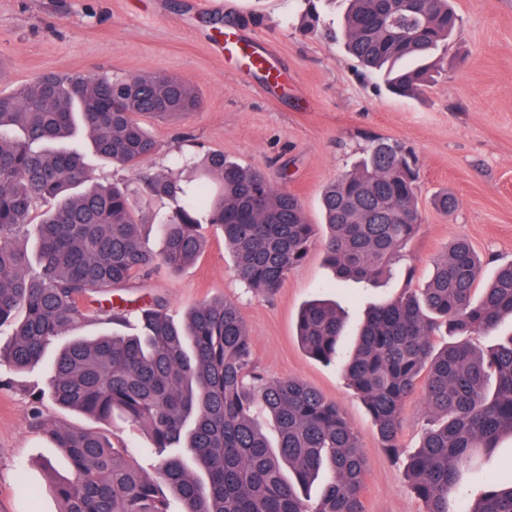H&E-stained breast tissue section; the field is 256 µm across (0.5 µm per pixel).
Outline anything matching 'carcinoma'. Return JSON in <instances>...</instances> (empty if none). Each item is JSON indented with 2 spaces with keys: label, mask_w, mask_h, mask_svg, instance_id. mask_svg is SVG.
<instances>
[{
  "label": "carcinoma",
  "mask_w": 512,
  "mask_h": 512,
  "mask_svg": "<svg viewBox=\"0 0 512 512\" xmlns=\"http://www.w3.org/2000/svg\"><path fill=\"white\" fill-rule=\"evenodd\" d=\"M459 29L450 0H348L344 46L410 94L429 83L431 67L396 64L432 57ZM199 105L188 84L155 72H49L0 94V327L13 325L0 341V366L35 368L50 344L64 341L49 372L52 401L102 423L120 414L149 435L159 458L155 478L107 433L61 425L33 397L32 427L69 465L54 484L60 512H170L168 490L181 512H363L366 461L341 410L299 379H267L234 304L204 301L181 323L161 297L135 308L112 304L115 291L194 264L206 246L203 224L222 230L234 277L265 296L315 241L316 225L293 194L222 153L208 154L190 177L138 171L156 150L144 119ZM78 124L96 153L130 170L150 197L181 201L165 223H143L128 189L92 184L79 152L48 147ZM417 180L405 150L381 143L323 191L324 253L338 277L370 281L388 272L421 224ZM43 203L32 269L21 240ZM482 269L467 241L453 242L425 287L369 311L343 366L392 458L403 454L405 402L422 389L435 424L407 457L406 473L426 512H449L475 452L492 454L512 438V338L486 352L473 345L512 316V264L480 289ZM90 320H133L139 333L69 338ZM342 331V314L328 303L311 301L299 313L298 339L316 360L336 354ZM442 331L449 341L438 349L432 337ZM260 411L277 432L274 445ZM322 473L313 499L309 488ZM464 512H512V475L488 483Z\"/></svg>",
  "instance_id": "cac0c4a2"
}]
</instances>
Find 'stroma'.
<instances>
[{
  "label": "stroma",
  "mask_w": 512,
  "mask_h": 512,
  "mask_svg": "<svg viewBox=\"0 0 512 512\" xmlns=\"http://www.w3.org/2000/svg\"><path fill=\"white\" fill-rule=\"evenodd\" d=\"M462 34L444 50L432 83L409 97L392 94L383 78L345 55L335 37L346 0H321V24L299 30L303 0H0V92L9 93L46 72L102 70L119 76L147 72L177 77L201 99L197 112L175 121H148L157 142L140 170L149 173L191 156L216 151L264 171L272 184L294 194L310 223L321 221L323 189L378 143H397L414 156L422 223L401 251L413 280L393 274L374 282L337 279L323 259V239L292 269L274 296L238 282L220 230L207 227L206 248L196 264L177 274L162 273L146 287L126 292L129 300L164 298L169 314L182 318L191 307L216 298L240 310L252 340L255 362L268 378H297L335 401L356 434L368 462L362 493L365 512H425L405 474L429 426L421 393L406 402L400 443L403 457H388L377 427L359 396L346 383L338 361L310 358L296 337V318L312 299L336 302L346 329L339 354L354 345L365 311L399 294L423 287L435 261L458 238L467 239L486 262L485 275L512 262V0H451ZM244 16L235 33L252 50L270 49L286 77L269 92L246 57H224L217 42L224 19ZM95 179L129 187L145 223H161L174 204L147 197L131 171L104 162L84 139L71 141ZM457 199L453 210L434 205L441 192ZM11 386L0 388V512H59L43 461L59 472L67 463L30 426L31 393L46 386L47 371L0 369ZM112 441L127 448L156 474L149 437L114 418ZM512 475V443L478 456L461 481L465 499L483 484Z\"/></svg>",
  "instance_id": "obj_1"
}]
</instances>
